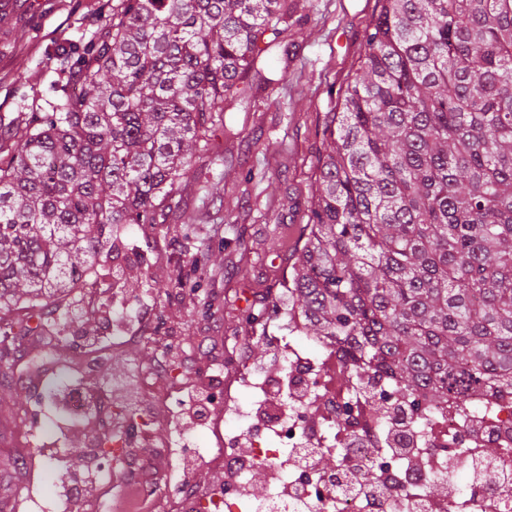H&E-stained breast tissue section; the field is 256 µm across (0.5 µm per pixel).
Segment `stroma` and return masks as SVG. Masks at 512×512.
<instances>
[{"label":"stroma","instance_id":"1","mask_svg":"<svg viewBox=\"0 0 512 512\" xmlns=\"http://www.w3.org/2000/svg\"><path fill=\"white\" fill-rule=\"evenodd\" d=\"M109 7L108 0H0V142L23 124L30 106L54 99L68 80L56 68L58 48L76 31L93 32ZM379 10V0H301L283 42L272 43L240 81L225 128L212 130L174 203L158 223L125 225L122 239L136 247L139 263L97 266L90 297L98 319L19 332L12 357L0 363V433L33 438L34 447L18 473L14 449L0 445V504L7 512H33L35 498L56 491L64 467L80 465L76 444L92 434L112 439L94 425L63 426L50 394L66 380L108 392L119 369L131 366V389L150 412L148 427L127 449L133 458L167 446L183 428L209 446V431L188 427L176 400L187 381L205 379L210 364L220 366L233 401L251 400L238 380L262 353L242 318L292 272L325 154L322 129L339 108ZM203 248L215 265L191 271L186 254ZM122 299L140 308L143 321L92 348L71 342L79 331L100 336L113 302ZM162 336L176 337L186 351L169 376L156 371L166 356Z\"/></svg>","mask_w":512,"mask_h":512}]
</instances>
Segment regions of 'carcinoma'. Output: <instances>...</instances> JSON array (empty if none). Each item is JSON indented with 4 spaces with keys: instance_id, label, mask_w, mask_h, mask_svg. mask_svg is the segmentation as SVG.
Listing matches in <instances>:
<instances>
[{
    "instance_id": "1",
    "label": "carcinoma",
    "mask_w": 512,
    "mask_h": 512,
    "mask_svg": "<svg viewBox=\"0 0 512 512\" xmlns=\"http://www.w3.org/2000/svg\"><path fill=\"white\" fill-rule=\"evenodd\" d=\"M288 0H117L57 60L73 79L0 143V312L45 310L125 224H155L224 125L226 101L281 37ZM309 201L306 240L282 291L245 325L287 319L336 353L377 431H415L456 409L512 400V0H381ZM504 448L477 458L512 499ZM426 497L453 502L452 480Z\"/></svg>"
}]
</instances>
